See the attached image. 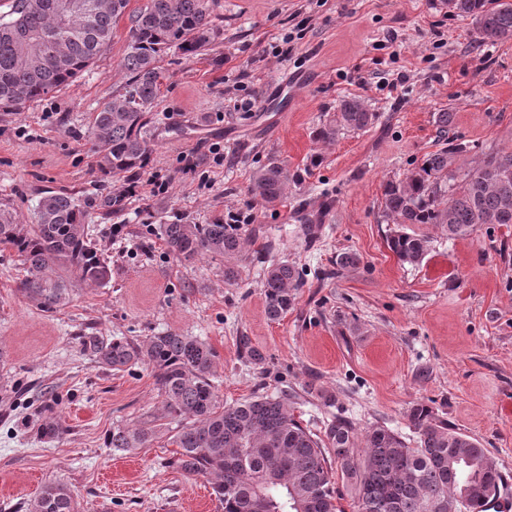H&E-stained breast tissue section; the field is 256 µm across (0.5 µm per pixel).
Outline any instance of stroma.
I'll use <instances>...</instances> for the list:
<instances>
[{
	"label": "stroma",
	"instance_id": "stroma-1",
	"mask_svg": "<svg viewBox=\"0 0 512 512\" xmlns=\"http://www.w3.org/2000/svg\"><path fill=\"white\" fill-rule=\"evenodd\" d=\"M211 8L220 30L211 49L160 61L152 153L133 182L155 177L166 193L125 195L126 181L99 172L88 133L89 113L127 80V20L69 86L24 111H0V203L29 224L42 192L75 194L112 268L107 286L75 284L67 306L45 313L20 294L22 265L0 246V512H28L51 482L67 485L80 512H220L207 478L173 463L150 371L104 369L83 354L85 334L199 337L216 353L220 402L285 393L319 435L344 417L357 433L381 425L410 442L408 413L427 405L488 448L512 487V225L455 240L440 226L414 225L430 243L409 265L387 246L397 226L382 204L384 182L403 179L446 139L466 145L464 169L512 149V40L480 42L471 19L444 0H213ZM347 97L375 113L373 124L314 141ZM441 112L452 115L444 137ZM315 155L320 165H311ZM272 160L288 186L266 206L248 187ZM118 194L121 209L106 207ZM231 212L262 228L237 282L225 281L222 258L169 255L163 225ZM344 251L360 264L335 269ZM278 260L295 265L303 284L272 321L262 276ZM45 404L64 428L53 440L36 434ZM133 424L158 430L151 447L108 448L113 427Z\"/></svg>",
	"mask_w": 512,
	"mask_h": 512
}]
</instances>
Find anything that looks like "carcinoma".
Returning <instances> with one entry per match:
<instances>
[{
    "instance_id": "cac0c4a2",
    "label": "carcinoma",
    "mask_w": 512,
    "mask_h": 512,
    "mask_svg": "<svg viewBox=\"0 0 512 512\" xmlns=\"http://www.w3.org/2000/svg\"><path fill=\"white\" fill-rule=\"evenodd\" d=\"M56 0H0V110L20 112L88 70L112 43L120 19L129 21L122 67L124 92L102 103L88 129L97 168L112 178L129 177L147 166L151 147L146 130L160 87L158 63L170 50L190 58L218 37L209 0H147L127 11L130 0H84L65 26ZM453 13L475 20L482 42L512 38V0H446ZM375 114L361 100L346 98L336 118L313 131L314 139L334 142L347 129L363 130ZM466 147L453 140L429 154L399 181L383 184V211L395 224H437L448 238H464L487 224H512V151L496 153L461 172L457 157ZM287 176L272 160L253 176L250 195L265 205L281 202ZM244 225L219 219L212 224H166L169 252L181 261L209 255L224 259V279L239 277ZM389 249L404 264L422 261L425 235L397 231ZM0 245L15 250L25 275L19 290L44 311L70 299L69 276L105 287L112 270L88 233V213L72 194L48 191L34 210V223L22 224L0 204ZM299 271L286 261L271 263L262 282L265 311L277 321L288 313L300 288ZM83 352L111 371L141 364L158 386L163 414L177 422L169 437L179 448L175 465L212 480L221 512H342L335 473H340L358 512H448L457 497L465 512L500 496L506 482L490 451L471 436L439 420L423 404L411 408L415 446L384 426L363 435L354 451L355 427L334 419L321 438L296 420L290 398L257 396L222 405L213 383L215 353L195 336L161 333L135 342L126 338L80 337ZM37 431L52 439L63 432L46 405ZM156 431L116 426L108 438L118 452L147 448ZM29 512H78L69 488L49 483Z\"/></svg>"
}]
</instances>
